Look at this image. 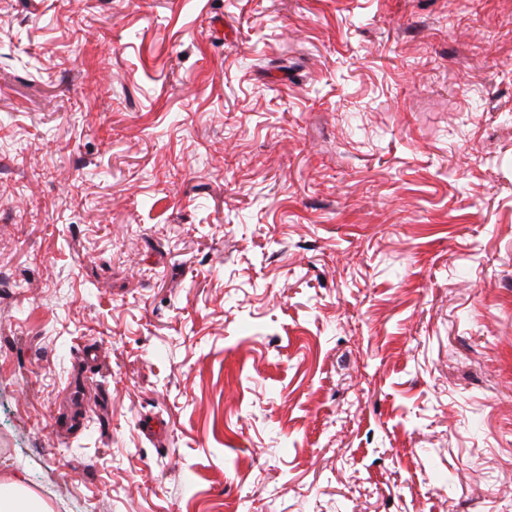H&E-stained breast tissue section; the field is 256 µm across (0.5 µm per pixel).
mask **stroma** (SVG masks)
Returning a JSON list of instances; mask_svg holds the SVG:
<instances>
[{"label": "stroma", "instance_id": "obj_1", "mask_svg": "<svg viewBox=\"0 0 512 512\" xmlns=\"http://www.w3.org/2000/svg\"><path fill=\"white\" fill-rule=\"evenodd\" d=\"M8 474L512 512V0H0Z\"/></svg>", "mask_w": 512, "mask_h": 512}]
</instances>
